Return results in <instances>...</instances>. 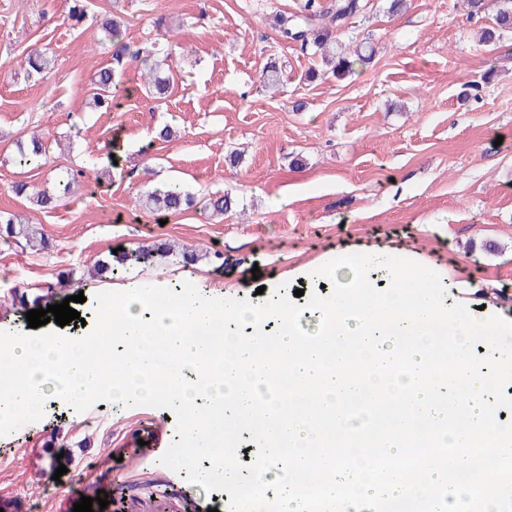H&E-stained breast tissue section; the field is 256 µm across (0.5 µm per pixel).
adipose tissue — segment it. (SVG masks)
I'll return each mask as SVG.
<instances>
[{"instance_id":"adipose-tissue-1","label":"adipose tissue","mask_w":512,"mask_h":512,"mask_svg":"<svg viewBox=\"0 0 512 512\" xmlns=\"http://www.w3.org/2000/svg\"><path fill=\"white\" fill-rule=\"evenodd\" d=\"M302 279L318 290L307 310L228 312L188 293L123 289L98 312L97 336L123 353L107 375L64 335L12 337L0 371L13 389L0 415L34 410L51 391L70 402L162 396L187 414L197 451L226 454L225 487L240 484L229 458L239 432L286 462L282 512H313L297 484L311 467L324 512H457L463 502L503 512L512 503V352L502 350L512 313L476 306L450 268L403 247L339 251ZM277 375L287 392H270ZM412 442L451 452L423 479L407 467L372 471L371 455ZM476 452L496 458L495 477L472 470ZM463 471L470 486L453 481Z\"/></svg>"}]
</instances>
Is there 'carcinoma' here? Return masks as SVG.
Instances as JSON below:
<instances>
[{
    "instance_id": "1",
    "label": "carcinoma",
    "mask_w": 512,
    "mask_h": 512,
    "mask_svg": "<svg viewBox=\"0 0 512 512\" xmlns=\"http://www.w3.org/2000/svg\"><path fill=\"white\" fill-rule=\"evenodd\" d=\"M501 7L496 13L494 24L485 28L483 41L493 43L503 33L512 30V0H500ZM367 0H335L326 11L321 10L317 0H305L303 9L297 14L277 13L273 16V28L283 42L300 45L304 50L311 48L321 54L325 66L338 78L353 73L354 65L366 64L372 59V49L359 45L353 50V56L336 52V33L345 28L347 21L366 12ZM99 30L102 43L110 52V63L100 69L89 87V107L94 110L108 111L112 102L125 90V76L135 65L142 67L144 94L154 103L167 98L170 88L172 63L187 54V50L161 36L150 42L149 46L132 50L125 41L123 26L115 18L101 21ZM56 66V58L49 50L29 54L24 60L27 74L47 75ZM261 82L268 89L277 90L284 82L282 67L272 61L263 70ZM46 159V146L39 139L26 144L17 142L14 164L22 169L39 168ZM77 175L74 171L53 182L47 188H37L27 182H18L12 186V192L24 198L30 205L40 209L59 207L68 200L72 184ZM136 202L147 209L163 210L172 214H181L189 210H201L212 216L232 211L235 200L231 195L215 194L198 197L179 183H172L162 190H156L136 198ZM0 237L5 240L21 238L26 245L37 250L47 251L52 242L45 236H36L32 225L20 216L0 212Z\"/></svg>"
}]
</instances>
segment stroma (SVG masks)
<instances>
[{
  "label": "stroma",
  "instance_id": "obj_1",
  "mask_svg": "<svg viewBox=\"0 0 512 512\" xmlns=\"http://www.w3.org/2000/svg\"><path fill=\"white\" fill-rule=\"evenodd\" d=\"M90 3L92 13L123 20L134 48L166 16L191 62L163 102L138 92L142 79L133 70L134 94L119 109L93 111L87 91L109 61L97 27L72 21L69 0H0V211L28 214L53 244L43 252L0 239V330L27 331L18 294L59 303L81 293L89 316L103 295L130 282L176 285L228 311L278 306L299 283L294 270L339 250L383 245L452 267L512 310V34L488 47L478 41L497 0L474 18L464 0H410L393 17L385 0H369L339 41L349 50L370 42L372 62L312 82L303 75L318 57L282 43L271 27L276 12L299 11L304 0ZM36 47L57 56L48 77L17 69ZM271 58L288 70L276 92L260 83ZM164 125L175 138L153 142ZM34 133L48 148L46 164L16 168L17 140ZM147 143L152 151L141 154ZM234 149L242 159L233 166ZM72 167L83 174L55 210L29 211L11 191L14 182L40 186ZM171 180L200 195L231 193L237 206L221 220L136 207V197ZM143 245L159 248L151 262L97 273L114 249ZM185 250L197 253L195 263L183 261ZM155 413L165 418L164 451L113 452ZM192 442L170 401L51 396L41 411L0 430V497L27 499V512H73L94 482L109 492L105 512H236L232 493L202 481L208 458L188 457ZM238 442L241 475L261 457L268 491L288 485L279 457L246 437ZM28 448L64 454L67 473L31 470Z\"/></svg>",
  "mask_w": 512,
  "mask_h": 512
}]
</instances>
